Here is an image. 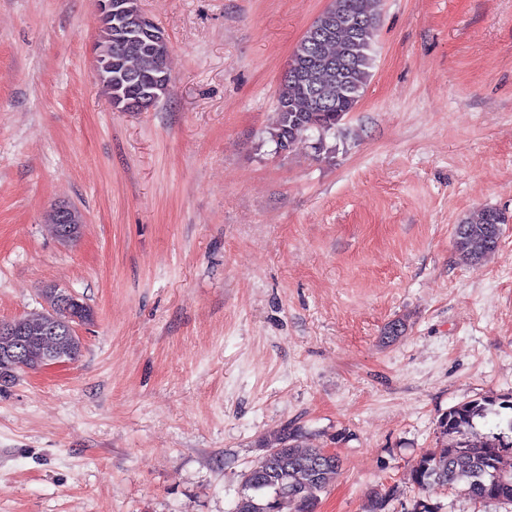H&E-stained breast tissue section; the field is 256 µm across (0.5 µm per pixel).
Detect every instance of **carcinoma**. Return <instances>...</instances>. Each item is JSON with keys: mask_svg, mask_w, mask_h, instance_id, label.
<instances>
[{"mask_svg": "<svg viewBox=\"0 0 512 512\" xmlns=\"http://www.w3.org/2000/svg\"><path fill=\"white\" fill-rule=\"evenodd\" d=\"M124 6L122 16L99 20L95 50L99 55H112V78L102 74L97 83L100 92L112 100L115 84L123 78L121 93L141 112L154 107L168 90L169 42L159 27L155 28L162 38L159 45L142 32L139 0H124ZM380 6L381 0H330L310 25L289 60L296 74L280 82L276 119L268 137L275 152L289 153L299 139L314 131L319 134L314 153L319 156L327 151L326 136L354 110L371 77ZM350 16L361 20L352 32L343 26ZM504 223L506 217L490 207L461 220L454 229L457 252L470 263L479 262L497 249ZM57 295V290H49L48 306L23 316L29 336V370L41 368L47 350L68 360L81 353L80 339L61 329L52 336L42 334L47 323L63 317L54 308ZM503 409L512 410V401L481 398L448 409L438 420L445 444L440 452H425L415 460L412 483L427 493L452 491L462 484L475 502L512 505V470L502 467L504 454L512 453V439L500 431L479 442L472 440L475 421L499 417ZM304 438L302 431L285 427L265 440L262 464L241 474L234 512H316L318 495L338 471L340 460L323 448L304 444ZM388 503L387 496L372 492L364 512H386Z\"/></svg>", "mask_w": 512, "mask_h": 512, "instance_id": "obj_1", "label": "carcinoma"}]
</instances>
